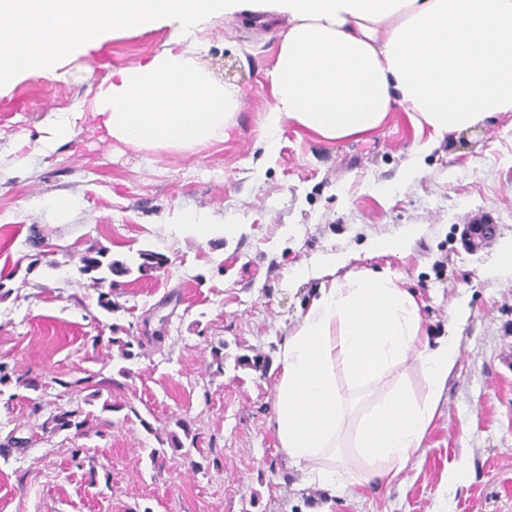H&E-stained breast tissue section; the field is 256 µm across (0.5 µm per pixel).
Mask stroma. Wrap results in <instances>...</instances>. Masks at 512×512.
<instances>
[{
    "label": "stroma",
    "instance_id": "obj_1",
    "mask_svg": "<svg viewBox=\"0 0 512 512\" xmlns=\"http://www.w3.org/2000/svg\"><path fill=\"white\" fill-rule=\"evenodd\" d=\"M279 31L273 14L245 10L199 32L201 65L243 104L228 138L196 151L134 150L87 112L54 152L13 164L47 119L90 103L100 54L115 71L146 63L173 47L167 25L108 35L52 75L22 71L0 88V101L23 102L0 112V369L13 380L0 390V443L19 441L0 457V512H512V269L495 264L512 241V112L426 154L414 147L428 130L399 106L363 138L288 125L265 151ZM60 197L72 202L61 219ZM190 219L214 234L199 239ZM470 224L496 227L475 253ZM410 225L400 252H372ZM100 249L133 268L111 312L81 270ZM143 250L166 264L137 272ZM334 255L391 273L429 338L446 334L458 305L469 311L421 452L390 483L354 490L309 481L271 423L281 338ZM116 336L141 342L139 357L119 358ZM255 356L265 368L248 366ZM77 407L81 436L52 431L53 416ZM182 422L195 437L187 456L171 449ZM154 448L166 449L162 464ZM461 466L465 480L446 488Z\"/></svg>",
    "mask_w": 512,
    "mask_h": 512
}]
</instances>
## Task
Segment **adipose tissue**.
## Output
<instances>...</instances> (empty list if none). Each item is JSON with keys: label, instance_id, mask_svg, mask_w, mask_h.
Returning <instances> with one entry per match:
<instances>
[{"label": "adipose tissue", "instance_id": "adipose-tissue-1", "mask_svg": "<svg viewBox=\"0 0 512 512\" xmlns=\"http://www.w3.org/2000/svg\"><path fill=\"white\" fill-rule=\"evenodd\" d=\"M243 0H0V84L19 71L53 74L117 30L174 25L178 51L104 78L90 103L108 137L136 149L191 151L227 137L239 88L199 63L204 22ZM287 28L267 73L266 142L284 124L325 141L377 130L394 105L428 128L429 146L512 112V0H270ZM424 348L426 393L389 389L357 421L359 475L336 466L350 395L379 382L420 341L415 297L386 273L321 286L280 345L273 424L291 462L336 488L390 481L415 457L457 365V332Z\"/></svg>", "mask_w": 512, "mask_h": 512}]
</instances>
